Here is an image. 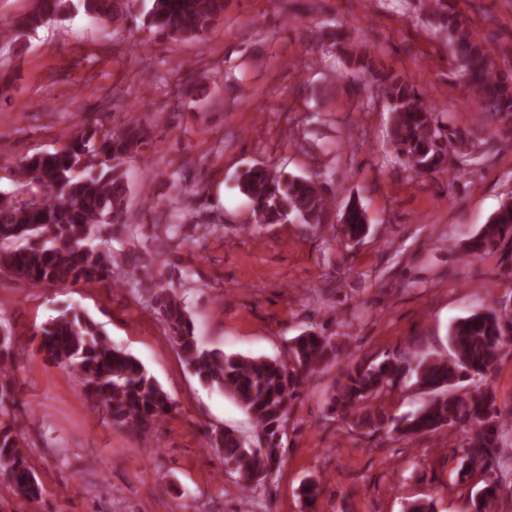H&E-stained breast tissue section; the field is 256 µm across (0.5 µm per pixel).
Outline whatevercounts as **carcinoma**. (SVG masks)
Returning <instances> with one entry per match:
<instances>
[{
	"label": "carcinoma",
	"mask_w": 512,
	"mask_h": 512,
	"mask_svg": "<svg viewBox=\"0 0 512 512\" xmlns=\"http://www.w3.org/2000/svg\"><path fill=\"white\" fill-rule=\"evenodd\" d=\"M430 13L445 31L455 65L470 88V100L481 120L512 123V79L499 74L494 50L472 39L448 0H431ZM117 23L125 16V0H33V8L18 22L0 28V40L16 42L53 20L73 13ZM224 13V0H153L144 25L174 40L200 37ZM335 46L346 68L370 75L381 88L390 112L389 138L416 174L452 166L457 176L473 174V154L449 148L457 134L450 131L442 108L427 102L417 87L392 75H380L372 60L348 35ZM144 128L127 125L116 134L99 135L83 126L66 136L65 149L36 154L17 167L18 187L0 193V273L44 285L105 284L112 280V248L103 239L108 225L134 235L124 214L130 186L120 159L136 154L145 141ZM239 187L254 204L258 224H330L333 201L320 176H282L263 167L240 175ZM341 234L360 241L368 230L365 210L351 201L340 217ZM468 251L479 255L500 251L512 259V194L488 224L470 238ZM121 285H139L148 279L156 288L155 303L169 340L198 382L230 397L260 427L266 446L252 448L232 429L211 437L222 451L224 467L241 485L257 487L279 470L282 430L289 408L300 395L310 373L336 362L342 345L310 329L292 338L285 360L250 357L204 347L194 334L186 306L171 287L158 283L150 265L136 263L124 272ZM447 342L450 355L410 354L389 357L377 365L350 364L340 371L330 412L351 419L357 429L392 426L406 436H423L464 429L467 434L460 472L472 466L490 471L499 467L502 427L491 390L482 387L484 376L512 344V307L496 305L452 323ZM36 351L45 361L68 367L78 375L88 400L105 409L112 424L123 426L151 441L160 418L175 409L169 393L132 354L112 345L96 323L78 308L58 312L39 329ZM16 359L11 334L0 333V473L9 477L17 493L31 502L42 497L43 487L26 458L23 434L10 423V372ZM414 380L425 397L418 406L390 419L375 404L385 391L406 379ZM469 382L468 394L454 392ZM504 476L484 481L470 498L468 512H497Z\"/></svg>",
	"instance_id": "1"
}]
</instances>
